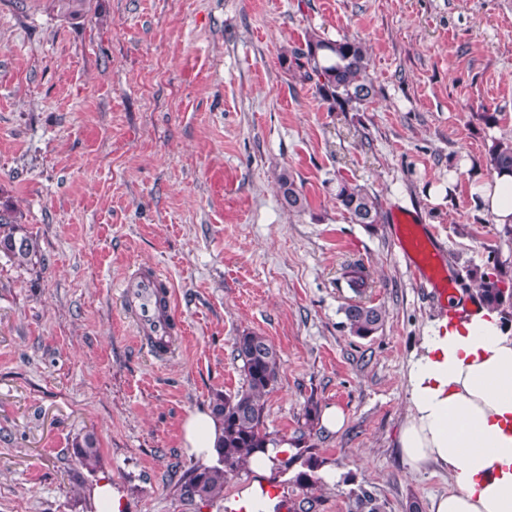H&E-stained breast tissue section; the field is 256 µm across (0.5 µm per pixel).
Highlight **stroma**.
Returning a JSON list of instances; mask_svg holds the SVG:
<instances>
[{"instance_id":"1","label":"stroma","mask_w":512,"mask_h":512,"mask_svg":"<svg viewBox=\"0 0 512 512\" xmlns=\"http://www.w3.org/2000/svg\"><path fill=\"white\" fill-rule=\"evenodd\" d=\"M314 31L362 42L377 91L342 112L287 71ZM512 138V0H0V205L36 243L31 264L0 255V512H89L96 483L124 512H224L254 483L288 499L291 471L246 467L221 498L176 493L200 462L182 423L243 383L244 331L280 357L265 427L291 441L308 401L347 421L321 431L320 512H350L358 489L382 512L447 493L448 472H414L399 433L424 336L453 315L406 267L390 224L351 221L346 180L383 216L418 213L455 286L471 266L512 259L474 186L492 142ZM289 174L304 211L280 202ZM358 261L384 325L345 326ZM158 266L182 321L155 359L116 299ZM94 434L81 467L72 445ZM74 456L77 462L85 468H92L99 459V448L93 434L76 438L73 443Z\"/></svg>"}]
</instances>
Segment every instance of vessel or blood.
<instances>
[{"mask_svg":"<svg viewBox=\"0 0 512 512\" xmlns=\"http://www.w3.org/2000/svg\"><path fill=\"white\" fill-rule=\"evenodd\" d=\"M393 225L394 240L406 265L439 298H451L448 269L418 220L400 212L394 216ZM119 298L123 313L136 328L138 341L156 356L170 354L182 327L170 280L156 267L138 269L122 281Z\"/></svg>","mask_w":512,"mask_h":512,"instance_id":"1","label":"vessel or blood"}]
</instances>
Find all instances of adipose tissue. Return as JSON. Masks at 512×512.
Returning a JSON list of instances; mask_svg holds the SVG:
<instances>
[{"label": "adipose tissue", "mask_w": 512, "mask_h": 512, "mask_svg": "<svg viewBox=\"0 0 512 512\" xmlns=\"http://www.w3.org/2000/svg\"><path fill=\"white\" fill-rule=\"evenodd\" d=\"M476 193L495 223H512V173L492 172ZM407 394L404 459L414 470L448 469L450 490L431 512H512V333L498 314L479 305L438 321L412 362ZM183 433L188 453L215 459L223 429L210 411L190 412Z\"/></svg>", "instance_id": "1"}]
</instances>
